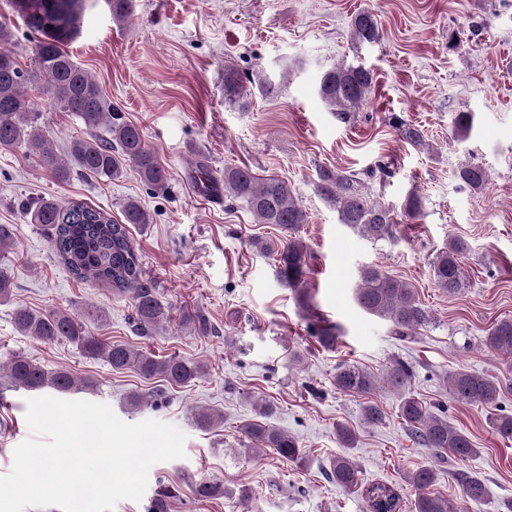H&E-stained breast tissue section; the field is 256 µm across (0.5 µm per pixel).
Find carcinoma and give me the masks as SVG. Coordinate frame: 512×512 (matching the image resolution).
Instances as JSON below:
<instances>
[{"mask_svg": "<svg viewBox=\"0 0 512 512\" xmlns=\"http://www.w3.org/2000/svg\"><path fill=\"white\" fill-rule=\"evenodd\" d=\"M82 0H13L15 10L34 37V64L22 68L8 46L11 32L0 25V152L22 151L35 154L40 168L59 179L76 172L112 180L120 177L128 166L135 168L155 192L167 189V174L156 153L146 144L140 128L121 121L117 110L104 97L96 79L79 66L66 51L80 31ZM112 19L126 22L133 13V0H108ZM382 29L377 14L363 10L351 21V38L358 44L380 41ZM45 83L54 104L64 112L76 115L88 132L86 138H75L69 146V158L57 154L50 139L37 124L38 113L26 96L30 85ZM374 86V73L362 64L342 63L323 70L318 80V95L340 121L350 120V112L360 107ZM224 97L242 109L249 108V93L237 71L224 69ZM100 128L107 137L96 134ZM397 130L413 146L424 144L421 132L403 122ZM458 179L477 191L488 182L487 170L476 164H463ZM315 191L336 209L338 222L370 241H396L395 211L371 198L363 190L359 174L353 171L322 168L318 172ZM224 196L241 202L256 224H272L291 233L281 245L256 242L257 249L270 253L279 265L282 282L292 288L303 279L307 251L302 240L292 236L306 223V212L294 197L288 181L276 176L259 178L247 166L224 167ZM33 224H44L51 230L50 243L59 261L78 279H92L131 299L137 329L146 333L168 320V307L148 282L139 255L131 241L130 226L151 223V214L136 200L128 201L119 222L102 208L81 201L60 203L34 201L24 207ZM467 250L461 239H453L448 248L431 265L438 288L455 294L463 288L464 275L460 255ZM355 302L365 312L390 321L402 336H409L430 321L428 310L410 283L393 276L378 265L361 268L355 287ZM85 314L67 311L34 313L27 309L14 312L15 328L25 336L41 342L66 340L81 347L91 358L107 363L114 370L132 369L146 379H160L169 384H185L200 377L204 365L188 362L176 355L155 354L114 344L94 336ZM182 325L197 336L213 332L209 318L200 310L186 311ZM486 346L493 351L512 355V319H502L486 331ZM7 376L16 388L41 390L52 388L71 391L75 379L65 370L49 372L32 360L18 356L7 367L0 366V377ZM411 376L409 367L397 363L382 378L351 364L338 368L334 384L344 393L367 394L384 383L400 390ZM450 397L463 404L491 405L497 402L501 387L488 375L459 370L447 377ZM399 413L419 443L441 460H463L474 456L467 434L448 420L429 411L411 394L401 396ZM243 432L274 449L290 461L300 459L299 441L288 433L258 422L242 425ZM465 498L474 504H486V488L482 479L468 473L458 474ZM328 478L350 489L359 490L367 512H404L406 504L391 485L374 483L361 487L359 467L346 455L330 462ZM419 494L411 512H454L448 499L430 491L435 472L420 468L407 474ZM194 493L201 500L218 495H233L216 483L200 481Z\"/></svg>", "mask_w": 512, "mask_h": 512, "instance_id": "1", "label": "carcinoma"}]
</instances>
